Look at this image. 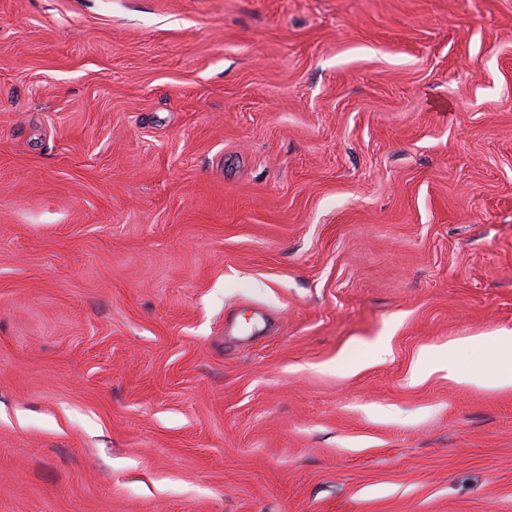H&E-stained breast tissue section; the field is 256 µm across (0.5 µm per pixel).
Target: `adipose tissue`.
<instances>
[{"instance_id": "obj_1", "label": "adipose tissue", "mask_w": 512, "mask_h": 512, "mask_svg": "<svg viewBox=\"0 0 512 512\" xmlns=\"http://www.w3.org/2000/svg\"><path fill=\"white\" fill-rule=\"evenodd\" d=\"M473 351L485 352L484 361L476 367L462 366L461 356ZM425 356L446 369L449 380L457 385L476 389H512L511 329H502L489 336L455 340L426 351Z\"/></svg>"}]
</instances>
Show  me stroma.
Returning <instances> with one entry per match:
<instances>
[{"label": "stroma", "instance_id": "stroma-1", "mask_svg": "<svg viewBox=\"0 0 512 512\" xmlns=\"http://www.w3.org/2000/svg\"><path fill=\"white\" fill-rule=\"evenodd\" d=\"M502 328L512 0H0V512H512ZM473 351H484L488 356L478 367H463L460 357ZM508 358V367L503 359ZM436 359L448 371V379L459 386L476 389H512V330L501 329L490 336H472L448 342L422 354L421 360ZM494 370H489L493 368Z\"/></svg>", "mask_w": 512, "mask_h": 512}]
</instances>
